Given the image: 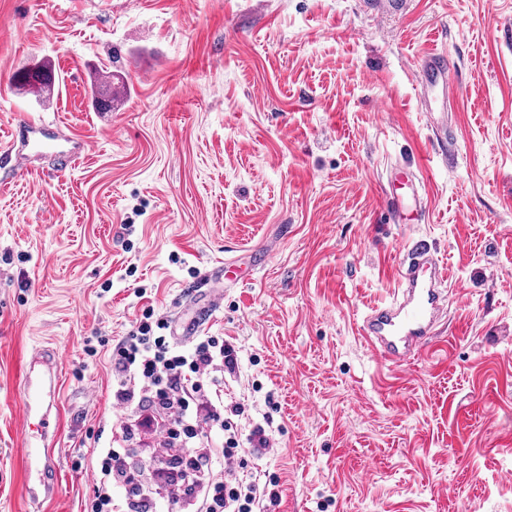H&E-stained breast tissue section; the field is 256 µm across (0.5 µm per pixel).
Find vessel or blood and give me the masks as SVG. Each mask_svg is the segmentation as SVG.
Returning a JSON list of instances; mask_svg holds the SVG:
<instances>
[{"label":"vessel or blood","instance_id":"1","mask_svg":"<svg viewBox=\"0 0 512 512\" xmlns=\"http://www.w3.org/2000/svg\"><path fill=\"white\" fill-rule=\"evenodd\" d=\"M420 83L425 89H432L438 83L447 81L449 61L445 52L434 51L423 55L417 63ZM387 197L394 221H401L406 212L421 208L423 195L419 190L401 195L395 189V176H388ZM399 288L392 302L370 308L362 317L360 334L380 360L399 364L408 356L420 354L432 332L437 314L442 310L445 296L441 286L447 280L442 268L430 249L421 244L413 245L398 268ZM22 398L26 411H40L38 427L40 443L28 444L30 461L29 488L43 490L45 496L55 497L58 491L54 475L56 468L42 441L54 433V420L43 406L51 395L35 382L32 376H25Z\"/></svg>","mask_w":512,"mask_h":512}]
</instances>
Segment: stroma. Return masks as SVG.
<instances>
[{
  "instance_id": "stroma-1",
  "label": "stroma",
  "mask_w": 512,
  "mask_h": 512,
  "mask_svg": "<svg viewBox=\"0 0 512 512\" xmlns=\"http://www.w3.org/2000/svg\"><path fill=\"white\" fill-rule=\"evenodd\" d=\"M435 47L453 85L428 107ZM44 64L54 90L19 86ZM28 122L56 148L16 169ZM398 163L425 183L408 224L383 194ZM420 240L448 309L390 365L359 316ZM208 302L238 426L273 437L244 467L276 481L268 512H512V0H0V512H30L31 356L60 367L41 512H81L115 431L85 338L121 339L147 306L180 329ZM420 84L431 90L440 81H448L449 61L444 51L428 52L417 63ZM112 76L111 70L95 69L93 71L89 94L91 96V102L96 108L106 106L112 109V100H115L114 95L112 96ZM104 96L107 97V100L103 99Z\"/></svg>"
}]
</instances>
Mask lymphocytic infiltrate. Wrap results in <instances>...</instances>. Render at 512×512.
Segmentation results:
<instances>
[{"mask_svg":"<svg viewBox=\"0 0 512 512\" xmlns=\"http://www.w3.org/2000/svg\"><path fill=\"white\" fill-rule=\"evenodd\" d=\"M171 333L170 323L147 308L110 352L112 409L127 447L101 449L83 512H157L154 492L160 488L175 512H254L261 498H277L275 490L238 476L243 457L232 419L242 409L224 402L234 347L212 335L179 347ZM142 429L164 455L142 464L132 497H113V488L130 481L131 445Z\"/></svg>","mask_w":512,"mask_h":512,"instance_id":"f902f5d3","label":"lymphocytic infiltrate"}]
</instances>
